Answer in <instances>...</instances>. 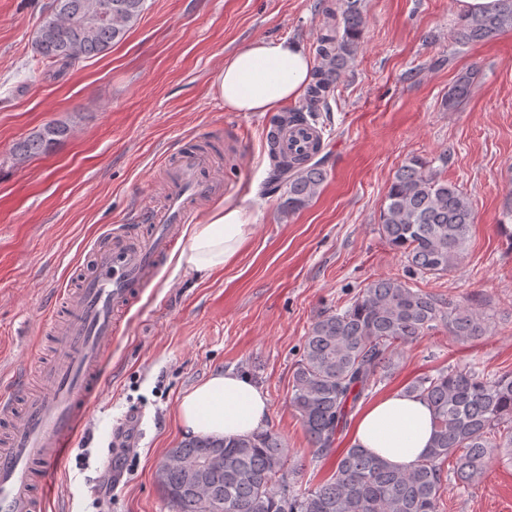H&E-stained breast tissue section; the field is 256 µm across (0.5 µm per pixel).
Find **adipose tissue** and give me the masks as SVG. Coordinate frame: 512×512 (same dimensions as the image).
Returning a JSON list of instances; mask_svg holds the SVG:
<instances>
[{"label": "adipose tissue", "mask_w": 512, "mask_h": 512, "mask_svg": "<svg viewBox=\"0 0 512 512\" xmlns=\"http://www.w3.org/2000/svg\"><path fill=\"white\" fill-rule=\"evenodd\" d=\"M313 60L298 42L258 39L225 58L214 89L236 112H276L302 98L313 80ZM240 205H217L187 228V244L175 256L179 270L208 275L237 255L251 232ZM270 414L268 397L248 377L217 371L181 399L177 418L183 435L243 437L260 432ZM434 436L433 413L416 396L398 389L359 413L351 445L406 469L424 456Z\"/></svg>", "instance_id": "obj_1"}]
</instances>
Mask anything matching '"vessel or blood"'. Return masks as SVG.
I'll list each match as a JSON object with an SVG mask.
<instances>
[{"mask_svg": "<svg viewBox=\"0 0 512 512\" xmlns=\"http://www.w3.org/2000/svg\"><path fill=\"white\" fill-rule=\"evenodd\" d=\"M279 149L288 155L310 152L315 130L305 124L272 126ZM178 190L161 207L139 212L146 234L126 228L101 237L81 269L78 287L65 290V315L57 321L61 355L45 369V390L26 393L23 375L10 380L0 398V512H47L48 479L83 427L88 399L98 388L106 354L121 316L139 299L147 274L170 250L174 235L188 223L198 201L223 192L204 154L183 150L173 161Z\"/></svg>", "mask_w": 512, "mask_h": 512, "instance_id": "b4317fda", "label": "vessel or blood"}]
</instances>
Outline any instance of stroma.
Returning <instances> with one entry per match:
<instances>
[{"instance_id":"35a3bbf8","label":"stroma","mask_w":512,"mask_h":512,"mask_svg":"<svg viewBox=\"0 0 512 512\" xmlns=\"http://www.w3.org/2000/svg\"><path fill=\"white\" fill-rule=\"evenodd\" d=\"M48 0H0V379L27 373L44 384L27 349H57L45 307L71 283L104 232L134 224L143 198L163 204L177 152L207 131L233 157H216L218 200L256 195L253 231L224 270L198 276L162 261L112 341L106 376L67 460L50 480L54 512H169L156 481L180 441L181 397L212 372L250 377L267 394V428L288 443L298 483L326 478L293 411L294 365L311 323L345 308L369 282L404 277L406 262L379 236L384 199L409 157L433 160L470 197L475 221L461 263L421 288L478 303L490 331L459 343L438 328L404 346L381 395L436 370L477 362L512 371V239L500 222L512 200V29L467 46L452 33L455 0H363L366 26L355 60L313 120L327 179L306 209L288 215L271 178L264 128L274 113L234 112L214 92L226 56L257 39L288 38L310 56L326 7L338 0H146L126 38L66 75L33 50ZM479 77L455 110L444 98L455 76ZM72 131L49 154L17 164L15 144L44 124ZM132 427L126 446L113 433ZM89 457L79 465L80 454ZM116 488L102 510L92 488L106 463ZM442 512H512V460L493 462L471 487L449 481Z\"/></svg>"}]
</instances>
